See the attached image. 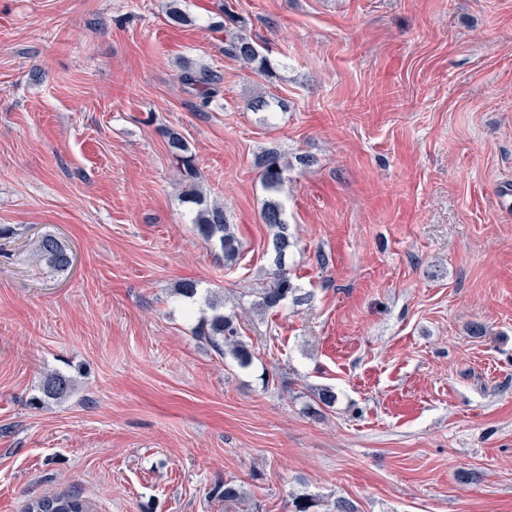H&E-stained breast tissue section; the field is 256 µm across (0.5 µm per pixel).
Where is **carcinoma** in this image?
Wrapping results in <instances>:
<instances>
[{
	"label": "carcinoma",
	"instance_id": "carcinoma-1",
	"mask_svg": "<svg viewBox=\"0 0 512 512\" xmlns=\"http://www.w3.org/2000/svg\"><path fill=\"white\" fill-rule=\"evenodd\" d=\"M224 53L236 58L259 72L270 70L267 58L261 54L250 37L240 31H227ZM180 82L188 93H196L208 99L216 93L217 76L206 68H185L180 75ZM168 156L172 166L178 171L182 180L196 187L201 179L186 139L175 129L165 132ZM261 170V180L270 192L279 191L284 182V173L288 166L281 163V155L275 150H268L256 159ZM188 202L196 205L193 224L197 233L207 242L213 244L224 255L225 260L234 259L240 252L241 243L227 224L224 208L210 206L205 199L195 192L188 194ZM263 223L276 228L272 247L275 253L272 280L262 288L249 292L253 296L250 309L268 312L279 308L290 296L296 295L298 288L294 285L286 265V255L292 246L288 235V225L284 219L283 208L279 201L270 198L262 211ZM36 259L49 268L65 271L72 265L73 258L66 246L55 236L45 234L38 240ZM206 310L202 311L197 323L196 337L204 341L222 358H229L240 369L253 365L255 354L243 339L239 318L235 311H224V301L213 296L205 299ZM73 387V379L61 371H48L41 375L37 384V394L32 398L36 407L59 403L65 400ZM25 512H94L93 504L73 492H61L39 496L29 500Z\"/></svg>",
	"mask_w": 512,
	"mask_h": 512
}]
</instances>
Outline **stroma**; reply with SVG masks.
Masks as SVG:
<instances>
[{"instance_id": "obj_1", "label": "stroma", "mask_w": 512, "mask_h": 512, "mask_svg": "<svg viewBox=\"0 0 512 512\" xmlns=\"http://www.w3.org/2000/svg\"><path fill=\"white\" fill-rule=\"evenodd\" d=\"M168 3L0 0V512L63 491L224 512L230 480L235 512H512V0H181L186 25ZM229 28L272 76L225 54ZM187 63L219 76L210 102ZM259 94L284 108L250 111ZM168 127L232 267L194 230ZM271 147L307 299L258 314ZM45 234L68 270L36 263ZM184 280L195 309L210 290L242 310L249 369L195 337ZM49 370L75 386L33 408ZM165 137L172 166L178 171L184 182L189 183L192 188L196 187L201 179V174L194 163L192 154L189 153L186 139L175 129H167ZM281 155L275 150H268L256 159L261 170V180L269 192H278L284 182V173L288 166L281 163Z\"/></svg>"}]
</instances>
